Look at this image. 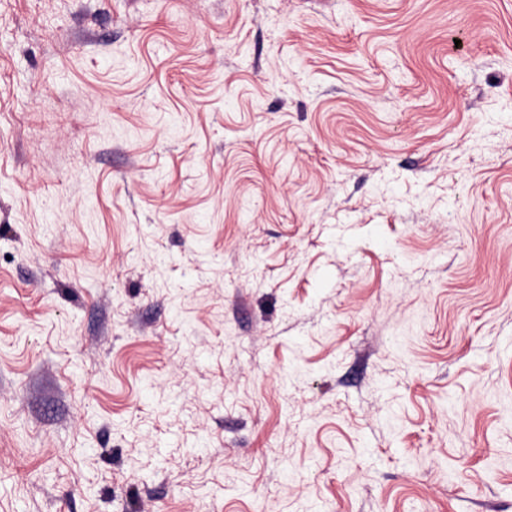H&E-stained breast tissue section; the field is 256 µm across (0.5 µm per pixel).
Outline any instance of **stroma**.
I'll list each match as a JSON object with an SVG mask.
<instances>
[{
  "label": "stroma",
  "mask_w": 512,
  "mask_h": 512,
  "mask_svg": "<svg viewBox=\"0 0 512 512\" xmlns=\"http://www.w3.org/2000/svg\"><path fill=\"white\" fill-rule=\"evenodd\" d=\"M0 512H512V0H0Z\"/></svg>",
  "instance_id": "stroma-1"
}]
</instances>
